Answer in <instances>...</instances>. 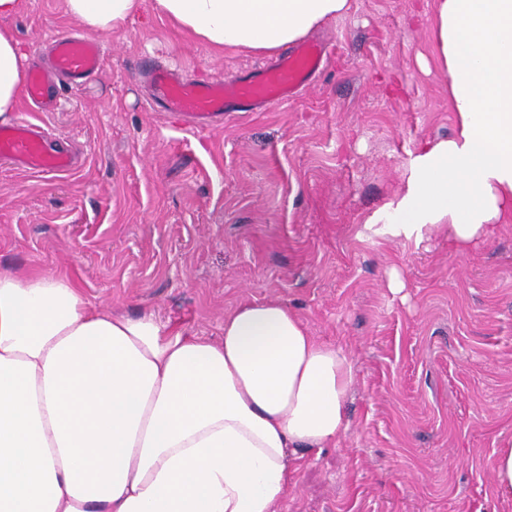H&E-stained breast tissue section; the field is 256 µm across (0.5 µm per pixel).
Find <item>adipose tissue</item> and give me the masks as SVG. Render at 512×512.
<instances>
[{"mask_svg": "<svg viewBox=\"0 0 512 512\" xmlns=\"http://www.w3.org/2000/svg\"><path fill=\"white\" fill-rule=\"evenodd\" d=\"M112 33L142 0H65ZM214 49L277 53L349 0H157ZM431 31L453 137L429 142L393 236L447 230L461 256L512 222V0H432ZM28 56L0 29V122ZM352 359L288 305L253 301L224 336L171 333L117 315L68 278L0 270V512H276L312 451L348 429Z\"/></svg>", "mask_w": 512, "mask_h": 512, "instance_id": "obj_1", "label": "adipose tissue"}]
</instances>
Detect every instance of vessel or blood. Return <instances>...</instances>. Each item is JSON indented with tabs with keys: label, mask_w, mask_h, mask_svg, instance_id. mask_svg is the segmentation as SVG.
Returning a JSON list of instances; mask_svg holds the SVG:
<instances>
[{
	"label": "vessel or blood",
	"mask_w": 512,
	"mask_h": 512,
	"mask_svg": "<svg viewBox=\"0 0 512 512\" xmlns=\"http://www.w3.org/2000/svg\"><path fill=\"white\" fill-rule=\"evenodd\" d=\"M51 49L50 67L33 69L25 87L27 102L43 112L54 111L61 91L85 83L101 63L99 43L81 36L52 39ZM326 55L322 43L308 42L229 84L192 82L180 71L157 63L144 68L141 75L164 111L182 113L205 126L229 112H249L292 100L320 70ZM0 160L22 170L56 175L75 167L70 153L52 145L45 127L26 120L0 126Z\"/></svg>",
	"instance_id": "b4317fda"
}]
</instances>
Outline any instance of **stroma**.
<instances>
[{
	"label": "stroma",
	"instance_id": "stroma-1",
	"mask_svg": "<svg viewBox=\"0 0 512 512\" xmlns=\"http://www.w3.org/2000/svg\"><path fill=\"white\" fill-rule=\"evenodd\" d=\"M430 14L431 0H351L314 33L328 55L308 88L201 127L154 104L141 60L227 83L271 60L216 52L143 0L98 35L93 79L54 111L18 109L75 169L0 162L1 269L58 273L95 305L217 340L239 303L279 301L350 356L348 429L278 512H512L491 472L512 442V223L464 257L447 231H387L413 159L455 132ZM0 27L34 63L51 38L88 34L65 0H21Z\"/></svg>",
	"mask_w": 512,
	"mask_h": 512
}]
</instances>
